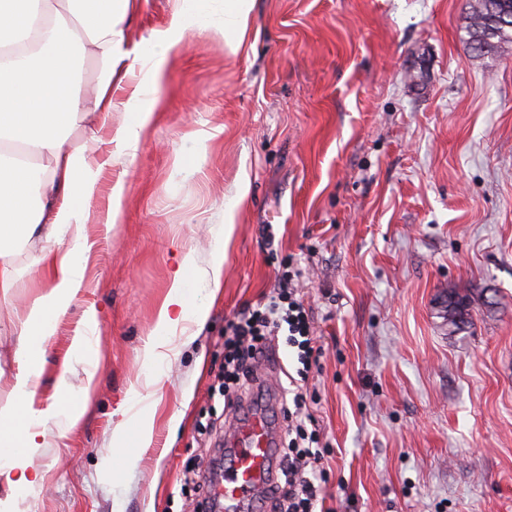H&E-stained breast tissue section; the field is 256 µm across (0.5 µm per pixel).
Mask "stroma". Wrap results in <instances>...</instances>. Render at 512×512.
<instances>
[{"label": "stroma", "instance_id": "1", "mask_svg": "<svg viewBox=\"0 0 512 512\" xmlns=\"http://www.w3.org/2000/svg\"><path fill=\"white\" fill-rule=\"evenodd\" d=\"M465 7L254 0L251 36L234 52L209 30L224 16V0H210L205 25L168 54L150 133L119 156L111 128L98 133L92 248L36 379L38 407L81 416L48 421L33 461L40 489L0 477V512H195L236 418L220 378L224 328L270 295L288 261L324 347L306 388L327 506L512 512V48L477 55ZM172 12L173 0H134L125 49L149 56ZM217 247L221 294L189 286L210 307L204 328L146 368L182 255L202 261ZM40 257L36 245L12 255L17 282L0 298V409L27 370L11 319L47 285ZM456 288L470 317L451 333L438 305ZM136 400L154 407V432L128 469L112 430Z\"/></svg>", "mask_w": 512, "mask_h": 512}]
</instances>
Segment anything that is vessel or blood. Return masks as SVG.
<instances>
[{"instance_id": "b4317fda", "label": "vessel or blood", "mask_w": 512, "mask_h": 512, "mask_svg": "<svg viewBox=\"0 0 512 512\" xmlns=\"http://www.w3.org/2000/svg\"><path fill=\"white\" fill-rule=\"evenodd\" d=\"M283 445L273 434L266 407L253 408L243 419L234 447L224 451V479L208 484L206 501L213 512H237L275 478Z\"/></svg>"}]
</instances>
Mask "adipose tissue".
Instances as JSON below:
<instances>
[{"label": "adipose tissue", "instance_id": "adipose-tissue-1", "mask_svg": "<svg viewBox=\"0 0 512 512\" xmlns=\"http://www.w3.org/2000/svg\"><path fill=\"white\" fill-rule=\"evenodd\" d=\"M198 3L175 0L169 27L152 34L153 52L141 61L140 79L124 104L131 118L113 137L118 150L134 147L153 126L157 114L141 96L163 81L167 53L192 24L189 8ZM130 9L131 0H0V142L20 145L27 154L23 161L0 159V294L14 287L17 270L10 258L16 247L27 244L41 246L49 282L18 319L21 351L29 360L38 356V343L53 332L82 285L80 267L91 249L84 233L87 203L99 175V139L87 122L93 118L104 127L112 121V88L123 83L129 57L123 44ZM250 10L251 0H224V21L214 33L232 50L246 43ZM88 57L98 65L91 92L84 90L82 78ZM79 126L86 129V142L81 149H69L68 136ZM66 238L70 249L54 252V244ZM223 273V250L203 264L193 253L183 256L144 348L148 367L174 356L171 338L185 324L201 328L208 319V308L191 300L187 278L217 291ZM34 378V372H27L18 383V403L0 412V446L10 449L0 456V472L30 490L41 482L33 459L45 446L50 415L34 407ZM153 425L148 409L123 417L112 431L113 447H148Z\"/></svg>", "mask_w": 512, "mask_h": 512}]
</instances>
